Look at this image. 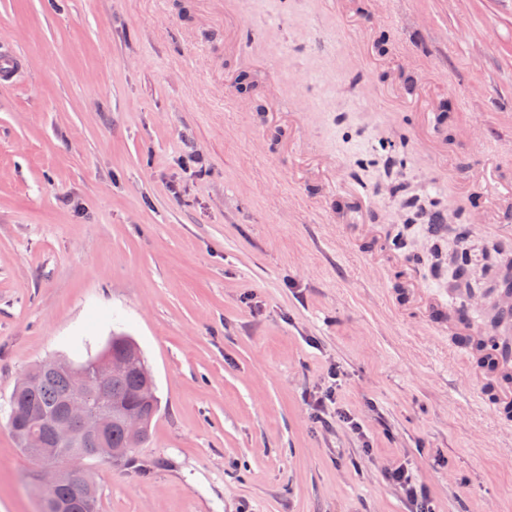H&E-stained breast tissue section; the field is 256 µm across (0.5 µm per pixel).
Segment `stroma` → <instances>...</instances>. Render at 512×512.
Segmentation results:
<instances>
[{"instance_id":"35a3bbf8","label":"stroma","mask_w":512,"mask_h":512,"mask_svg":"<svg viewBox=\"0 0 512 512\" xmlns=\"http://www.w3.org/2000/svg\"><path fill=\"white\" fill-rule=\"evenodd\" d=\"M0 49L25 59L0 87V512L40 510L19 377L115 334L161 405L132 463L90 462L99 512H406L391 460L436 512H512V420L459 385L460 294L383 170L512 256V213L475 226L462 192L512 185V0H0ZM333 363L372 451L310 417Z\"/></svg>"}]
</instances>
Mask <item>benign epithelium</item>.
Here are the masks:
<instances>
[{"label":"benign epithelium","instance_id":"1","mask_svg":"<svg viewBox=\"0 0 512 512\" xmlns=\"http://www.w3.org/2000/svg\"><path fill=\"white\" fill-rule=\"evenodd\" d=\"M124 368V362L109 347L100 357L79 367L56 358L45 359L18 379L17 385L31 388L45 376L58 372L68 376L64 413L49 418L35 416L27 422L23 452L37 463L36 480L43 494L42 504L63 508L58 494L64 488L91 496L93 484L86 473L87 463L120 462L134 452L132 448L112 447L109 437L112 415L120 406L112 394V380ZM151 418L150 413L129 409L123 416V425L138 438ZM62 442L72 444L64 455L57 448Z\"/></svg>","mask_w":512,"mask_h":512}]
</instances>
